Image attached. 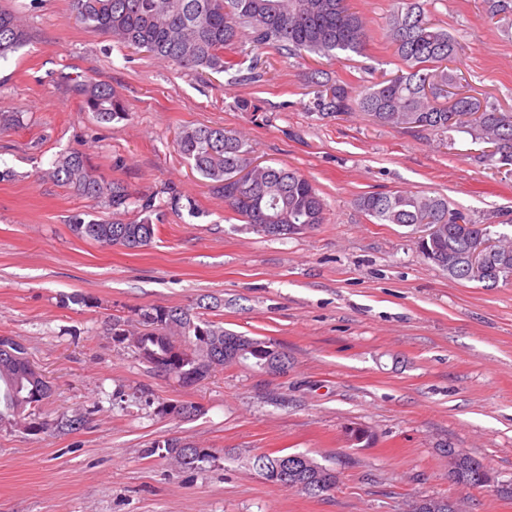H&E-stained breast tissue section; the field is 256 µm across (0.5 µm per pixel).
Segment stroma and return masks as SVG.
Listing matches in <instances>:
<instances>
[{
    "mask_svg": "<svg viewBox=\"0 0 512 512\" xmlns=\"http://www.w3.org/2000/svg\"><path fill=\"white\" fill-rule=\"evenodd\" d=\"M371 25L364 55H269L261 78L196 76L78 22L70 0H0L28 43L0 60V336L21 342L53 393L35 428L0 423V512H407L416 494L461 512H512V283L454 280L416 247L415 227L375 224L354 204L372 192L420 191L482 222L512 211V176L479 162L466 133H401L353 112L319 119L305 75L351 88L397 74L381 38L396 0H351ZM482 0H428L463 49L474 95L512 112V17ZM91 77L124 98L127 119L98 123L74 87ZM251 102L240 110L236 100ZM224 127L252 157L309 177L328 221L277 239L246 229L174 147L185 126ZM76 147L101 175L154 197L150 246L104 247L74 217H107L50 174ZM207 303V319L267 338L287 373L246 363L185 386L112 334L148 307ZM195 406L194 415L179 407ZM87 414L58 433L59 414ZM361 427L368 441L355 444ZM218 450L171 470L153 441ZM482 460L495 483L463 487L441 445ZM303 452L335 468L319 496L268 482L256 456Z\"/></svg>",
    "mask_w": 512,
    "mask_h": 512,
    "instance_id": "35a3bbf8",
    "label": "stroma"
}]
</instances>
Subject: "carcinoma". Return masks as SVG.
<instances>
[{
  "label": "carcinoma",
  "mask_w": 512,
  "mask_h": 512,
  "mask_svg": "<svg viewBox=\"0 0 512 512\" xmlns=\"http://www.w3.org/2000/svg\"><path fill=\"white\" fill-rule=\"evenodd\" d=\"M85 26L109 34L128 47L177 65L189 72L248 71L259 77L258 54L272 51L284 58L315 54L338 60L347 53L361 54L370 40L369 21L352 10L349 0H70ZM487 17L512 14V0H483ZM382 38L402 62L397 75L376 82L359 93L322 71H313L319 114L337 117L364 112L383 127L407 133L461 131L488 145L481 156L493 165L512 166V112L462 93L455 109L468 118L448 124V90L459 77L449 64L456 61L461 43L431 18L419 0H398L382 27ZM26 42V31L14 14L0 8V59ZM85 111L100 123L128 116L124 99L112 87L87 78L76 86ZM178 152L193 162L224 199V209L244 221L252 232L279 237L278 226L289 234L305 233L327 221V209L318 188L290 167L255 165L248 141L222 127L186 126L175 138ZM52 176L82 197L120 215L132 203L127 187L94 174L83 153L73 148L53 162ZM355 206L378 224H427L433 232L417 247L422 256L455 280L473 281L485 288L512 280V233L478 224L448 200L423 192L370 193ZM161 215L155 200L139 199L138 218H78L71 230L80 238L108 247L136 250L149 246ZM497 240L484 267L474 268L468 256L479 241ZM131 332L112 320V335L132 336L139 356L157 370L173 375L184 385L207 379L218 368L252 362L262 370L281 364L288 369V354L275 343L241 335L209 321L188 308L153 307L139 310ZM0 381L3 402L15 426L32 428L52 386L30 364L24 347L11 336H0ZM145 455L158 454L178 470H197L216 459L215 454L191 443L154 441ZM295 479L276 484L309 495L331 490L326 478L337 483L336 469L308 457L293 467Z\"/></svg>",
  "instance_id": "1"
}]
</instances>
